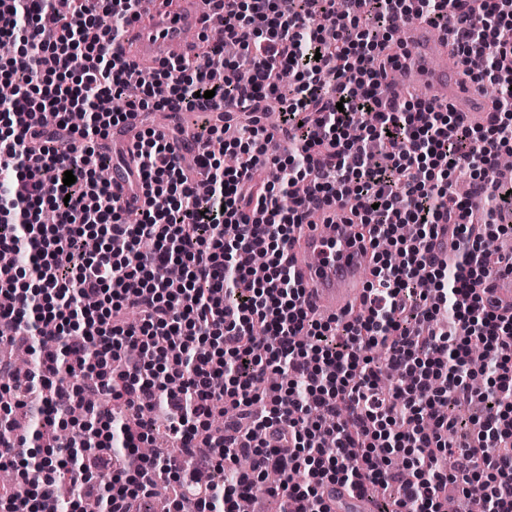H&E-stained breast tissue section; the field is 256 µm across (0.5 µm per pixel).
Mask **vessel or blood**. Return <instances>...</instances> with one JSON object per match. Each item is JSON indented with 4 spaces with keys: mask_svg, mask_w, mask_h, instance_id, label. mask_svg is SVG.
Masks as SVG:
<instances>
[{
    "mask_svg": "<svg viewBox=\"0 0 512 512\" xmlns=\"http://www.w3.org/2000/svg\"><path fill=\"white\" fill-rule=\"evenodd\" d=\"M136 21L121 39L133 45L128 59L136 69L158 65L182 46L187 32L207 33L212 29L211 11L206 0H196L194 9L167 5L165 0H141ZM399 29L404 43L417 47L415 54L400 57L398 72L402 82L393 83L391 93L403 95L419 85H433L454 93L464 102V118L474 124L488 117L482 98L468 80L462 79L458 61L450 60L443 32L426 23L404 22ZM141 129L137 114H129L112 128L113 148L133 149ZM292 270L306 290L316 311L329 316H345L355 298L361 297L370 278V253L365 244L351 234L347 225H301L288 249ZM329 512H370L369 504L350 497L345 487L330 490L325 496Z\"/></svg>",
    "mask_w": 512,
    "mask_h": 512,
    "instance_id": "vessel-or-blood-1",
    "label": "vessel or blood"
}]
</instances>
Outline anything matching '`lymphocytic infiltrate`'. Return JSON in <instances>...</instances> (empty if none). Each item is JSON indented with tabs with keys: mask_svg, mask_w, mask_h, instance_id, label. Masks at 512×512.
I'll list each match as a JSON object with an SVG mask.
<instances>
[{
	"mask_svg": "<svg viewBox=\"0 0 512 512\" xmlns=\"http://www.w3.org/2000/svg\"><path fill=\"white\" fill-rule=\"evenodd\" d=\"M225 41L207 43L136 78L118 39L138 0H0V40L29 59L0 63L13 97L0 103V343H28L29 316L56 323L68 363L38 350L43 370L23 385L0 361V391L38 397L54 421L85 397L121 402L130 423L110 421L109 439L80 432L72 447L25 471L0 512H46L65 486H93L96 512H134L161 480H174L196 512H239L279 471L272 494L283 512H327L342 485L375 499L398 485L395 512H444L449 485L483 489L478 512H512V315L489 295L512 263L487 265L481 244L507 233L459 196L452 176L467 170L475 193L505 196L496 161L512 145V0H213ZM440 28L469 72L498 96L484 125L453 105L384 97L395 62L383 51L399 22ZM86 117L71 122L72 113ZM129 112H219L200 127L193 166L173 155L166 135L143 127L137 143L138 223L98 172L96 151ZM278 118L275 130L263 115ZM282 132V153L269 151ZM246 155L225 168V154ZM76 181L64 185L65 172ZM288 205H281V198ZM71 224L60 237L44 209ZM370 227L373 279L358 315L324 317L305 299L288 263L297 227ZM417 235L404 237L401 225ZM448 262H436L439 238ZM183 268L167 281L162 271ZM486 360L485 387L470 381V349ZM80 377L67 387L60 373ZM279 375L277 389L265 387ZM481 401L477 435L459 432L456 405ZM233 409L223 431L214 415ZM166 432L191 469L140 445ZM403 458L376 466L373 454ZM249 471L234 481L199 482L239 456Z\"/></svg>",
	"mask_w": 512,
	"mask_h": 512,
	"instance_id": "1",
	"label": "lymphocytic infiltrate"
}]
</instances>
